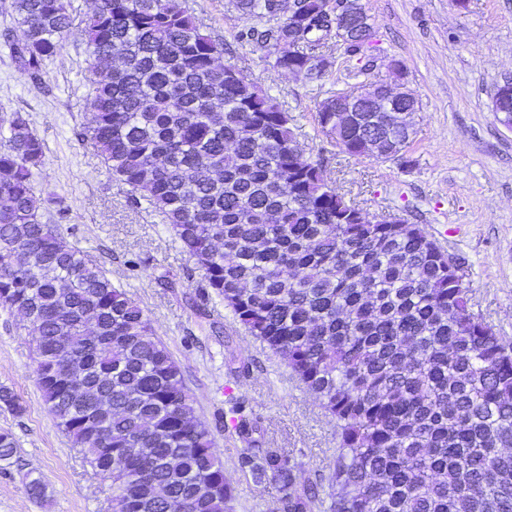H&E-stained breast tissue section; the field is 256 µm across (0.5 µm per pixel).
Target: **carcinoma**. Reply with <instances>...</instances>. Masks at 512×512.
Returning <instances> with one entry per match:
<instances>
[{
	"label": "carcinoma",
	"mask_w": 512,
	"mask_h": 512,
	"mask_svg": "<svg viewBox=\"0 0 512 512\" xmlns=\"http://www.w3.org/2000/svg\"><path fill=\"white\" fill-rule=\"evenodd\" d=\"M238 38L274 54L273 67L311 79L332 62L326 0H231ZM34 82L57 57L72 0H11ZM337 44L372 70L373 27L347 0ZM92 84L85 137L112 178L161 217L236 322L277 355L336 422L326 512H512V352L473 311L456 258L419 224L377 222L304 157L293 118L243 73L180 0H96L84 29ZM352 119L329 92L317 124L340 152L396 158L414 112L378 82H361ZM0 310L18 315L38 351L48 412L94 474L112 512H226L233 486L197 414L180 365L146 310L44 220L36 187L47 147L21 112L0 119ZM95 325L86 339L84 325ZM66 356L83 371H54ZM252 475H271L273 512H313L318 484L252 447L254 422L233 419ZM17 443L0 432V462Z\"/></svg>",
	"instance_id": "obj_1"
}]
</instances>
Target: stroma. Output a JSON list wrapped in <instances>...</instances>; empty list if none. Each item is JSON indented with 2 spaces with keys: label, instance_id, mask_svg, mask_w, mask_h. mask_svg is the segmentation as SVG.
Returning <instances> with one entry per match:
<instances>
[{
  "label": "stroma",
  "instance_id": "stroma-1",
  "mask_svg": "<svg viewBox=\"0 0 512 512\" xmlns=\"http://www.w3.org/2000/svg\"><path fill=\"white\" fill-rule=\"evenodd\" d=\"M182 2L223 42L221 64L239 68L289 112L305 156L322 162L347 201L423 225L459 258L474 312L512 349V130L491 110L496 86L512 79V0L462 7L456 0H363L375 31L372 80L391 81L401 68L418 102L409 147L388 161L339 153L317 126L326 92L358 82L341 47H331L333 64L321 80L291 76L273 68L268 49L238 40L244 22L229 0ZM73 5L69 37L41 82L0 47V117L28 113L47 146L36 181L54 198L52 223L147 311L181 366L233 484L227 512H271L279 489L244 471L233 408L255 422L257 447L291 458L302 483H327L336 426L281 360L234 321L165 224L112 179L84 139L94 76L84 64L82 30L93 2ZM34 368L31 336L1 311L0 387L13 391L24 411L0 405V431L17 442L13 462H0V512H110L111 488L56 426ZM228 385L235 389L230 400ZM29 473L42 476L43 497L29 495Z\"/></svg>",
  "mask_w": 512,
  "mask_h": 512
}]
</instances>
